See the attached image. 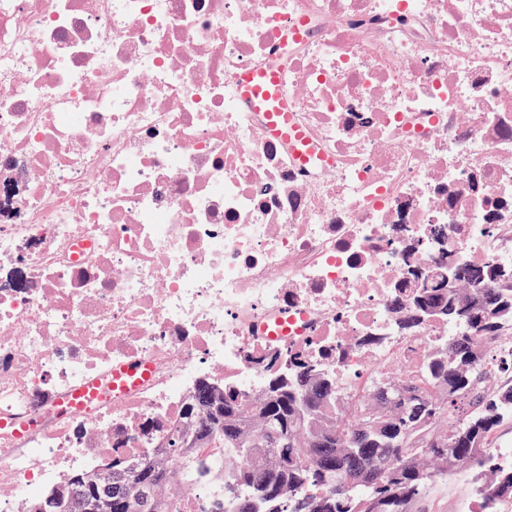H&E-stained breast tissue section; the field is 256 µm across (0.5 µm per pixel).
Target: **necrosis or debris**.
Masks as SVG:
<instances>
[{"mask_svg":"<svg viewBox=\"0 0 512 512\" xmlns=\"http://www.w3.org/2000/svg\"><path fill=\"white\" fill-rule=\"evenodd\" d=\"M488 257L512 269V0H0V512L158 456L196 380L255 393L271 352L351 393L418 371L461 326L406 337L412 272ZM245 99L256 109L272 112L270 129L274 134L288 130V140L303 145L306 139L298 127L290 123L288 111L278 98L276 86L278 75L273 71H246L239 78Z\"/></svg>","mask_w":512,"mask_h":512,"instance_id":"obj_1","label":"necrosis or debris"}]
</instances>
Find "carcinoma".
<instances>
[{
	"label": "carcinoma",
	"instance_id": "carcinoma-1",
	"mask_svg": "<svg viewBox=\"0 0 512 512\" xmlns=\"http://www.w3.org/2000/svg\"><path fill=\"white\" fill-rule=\"evenodd\" d=\"M424 275L399 323L414 341L429 317L462 324L417 375L388 369L361 397L347 395L322 361L282 367L267 358L266 386L244 395L203 381L160 456L109 461L72 473L29 512H169L207 484L221 512H407L438 479L472 473L469 492L491 507L512 503V465L490 445L512 409V384L488 367V348L512 341V271L492 260ZM225 449V474L205 448Z\"/></svg>",
	"mask_w": 512,
	"mask_h": 512
}]
</instances>
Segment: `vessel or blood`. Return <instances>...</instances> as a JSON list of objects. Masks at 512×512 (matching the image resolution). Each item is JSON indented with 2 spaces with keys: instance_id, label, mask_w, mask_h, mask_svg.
I'll list each match as a JSON object with an SVG mask.
<instances>
[{
  "instance_id": "1",
  "label": "vessel or blood",
  "mask_w": 512,
  "mask_h": 512,
  "mask_svg": "<svg viewBox=\"0 0 512 512\" xmlns=\"http://www.w3.org/2000/svg\"><path fill=\"white\" fill-rule=\"evenodd\" d=\"M239 82L246 100L252 106L270 112V128L273 133H287L290 141L301 146L300 160H308L312 151L306 148V139L299 128L291 125L286 107L277 96V73L273 71H247L240 76Z\"/></svg>"
}]
</instances>
